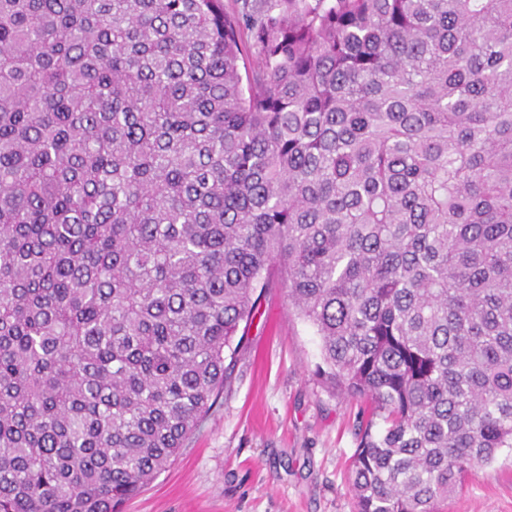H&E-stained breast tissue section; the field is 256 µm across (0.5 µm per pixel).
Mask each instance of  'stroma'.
I'll use <instances>...</instances> for the list:
<instances>
[{
    "label": "stroma",
    "mask_w": 512,
    "mask_h": 512,
    "mask_svg": "<svg viewBox=\"0 0 512 512\" xmlns=\"http://www.w3.org/2000/svg\"><path fill=\"white\" fill-rule=\"evenodd\" d=\"M321 342L266 288L224 390L186 448L121 512H355L350 463L370 403L344 397L315 370ZM440 512H512V450L466 478Z\"/></svg>",
    "instance_id": "obj_1"
}]
</instances>
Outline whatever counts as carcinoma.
Masks as SVG:
<instances>
[{"instance_id": "carcinoma-1", "label": "carcinoma", "mask_w": 512, "mask_h": 512, "mask_svg": "<svg viewBox=\"0 0 512 512\" xmlns=\"http://www.w3.org/2000/svg\"><path fill=\"white\" fill-rule=\"evenodd\" d=\"M265 2L0 0V512H117L274 277L356 512L512 448V0Z\"/></svg>"}]
</instances>
